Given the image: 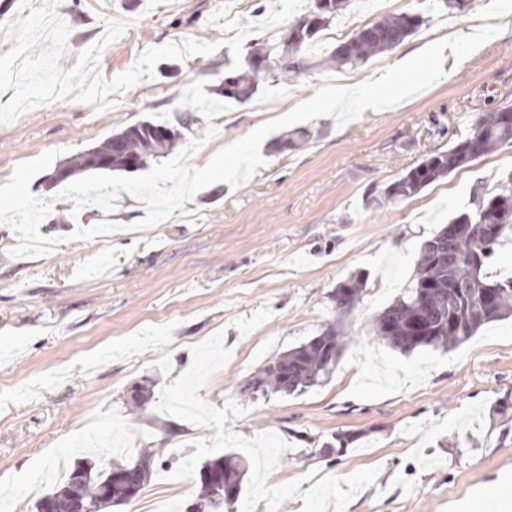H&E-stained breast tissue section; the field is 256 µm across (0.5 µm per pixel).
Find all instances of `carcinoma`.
<instances>
[{"mask_svg":"<svg viewBox=\"0 0 512 512\" xmlns=\"http://www.w3.org/2000/svg\"><path fill=\"white\" fill-rule=\"evenodd\" d=\"M346 9L345 0H314L313 8L297 18L275 43L253 48L247 68L228 76L214 91L239 104L258 91L261 73L286 81L308 68V47L321 37L336 16ZM424 23L420 14H389L368 22L324 57L329 68L364 64L388 52L414 34ZM192 109L176 125L144 120L128 126L75 155L63 165L72 178L90 171L134 172L172 153L183 141L182 129L194 122ZM512 145V105L489 109L472 123L467 134L444 150L425 155L371 199L381 208L407 200L432 183L466 166L478 157ZM512 237V174L505 185L484 197L472 212L453 216L420 248L411 287L374 315L372 335L404 353L419 348L453 349L483 325L512 313V278L500 280L488 273L489 261L503 240ZM366 288L365 276L351 274L337 283L332 298L345 313L357 308ZM345 348L342 331L333 325L322 328L308 341L292 348L255 372L240 385V393L253 396L270 393L303 394L323 384L337 366L333 356ZM156 449L134 463H114L106 468L86 459L67 478L35 504V512H92L123 505L131 491L150 479ZM248 460L235 452L209 459L200 470L198 498L188 512H224L242 492Z\"/></svg>","mask_w":512,"mask_h":512,"instance_id":"obj_1","label":"carcinoma"}]
</instances>
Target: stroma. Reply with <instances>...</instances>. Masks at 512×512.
<instances>
[{
  "mask_svg": "<svg viewBox=\"0 0 512 512\" xmlns=\"http://www.w3.org/2000/svg\"><path fill=\"white\" fill-rule=\"evenodd\" d=\"M312 4L59 0L70 29L66 70L110 20L127 27L101 54L108 79L153 47L197 40L215 49L160 61L102 110L53 102L0 124V185L20 162L54 150L64 163L135 123H177L188 106L215 129L192 155L199 168L338 78L350 86L378 78L427 44L488 22L500 32L463 60L445 52L443 76L397 105L343 126L331 116L306 122L309 141L281 153L271 144L290 131L271 132L260 146L265 164L250 178L207 186L142 229L144 205L127 192L112 212L76 214L48 172L36 175L31 192L54 200L39 231L58 245L11 257L18 240L0 223V388L17 391L0 398V502L10 512H34L19 497L32 472L58 484L57 457L72 466L87 454L104 467L138 460L146 448L158 451L150 481L112 512H150L155 496L186 512L203 464L230 450L250 460L237 512H330L336 502L339 512H512V409L501 408L512 402V316L446 353L403 354L366 332L410 286L423 241L512 174L506 145L411 199L382 209L366 201L370 188L464 136L476 113L512 102V0H475L461 16L440 0H350L332 22L346 39L359 21L388 14L419 13L425 22L364 65L261 77L255 102L263 110L214 93L233 72L226 42L235 35L210 23L215 11L228 7L249 28L248 42H274ZM102 221L122 228L72 239L77 227ZM357 271L366 290L330 379L300 395H240L254 371L335 321L331 294ZM144 379L151 398L138 406L131 395ZM337 435L347 447L324 455Z\"/></svg>",
  "mask_w": 512,
  "mask_h": 512,
  "instance_id": "obj_1",
  "label": "stroma"
}]
</instances>
